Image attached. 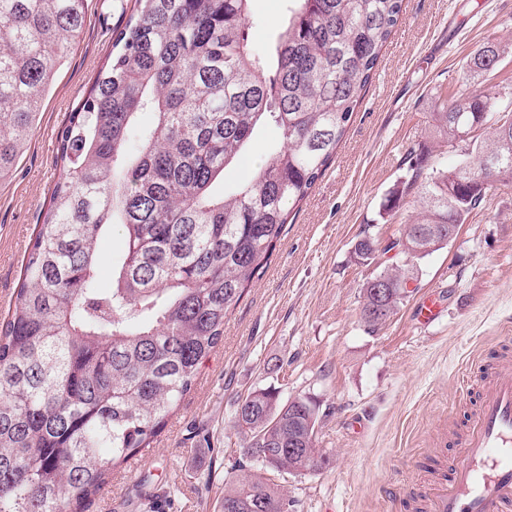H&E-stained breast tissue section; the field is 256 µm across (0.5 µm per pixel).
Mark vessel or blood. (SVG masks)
<instances>
[{
    "mask_svg": "<svg viewBox=\"0 0 512 512\" xmlns=\"http://www.w3.org/2000/svg\"><path fill=\"white\" fill-rule=\"evenodd\" d=\"M429 512H512V357L486 364L458 460L428 498Z\"/></svg>",
    "mask_w": 512,
    "mask_h": 512,
    "instance_id": "1",
    "label": "vessel or blood"
}]
</instances>
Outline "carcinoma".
Listing matches in <instances>:
<instances>
[{
  "mask_svg": "<svg viewBox=\"0 0 512 512\" xmlns=\"http://www.w3.org/2000/svg\"><path fill=\"white\" fill-rule=\"evenodd\" d=\"M252 0H134L88 98L59 138L64 175L31 243L14 308L0 322V512H83L155 438L194 386L198 366L224 339V318L267 264L293 207L336 155L404 0H288L270 51L248 42ZM88 0H0V185L11 181L37 128ZM512 48L488 43L467 60L473 79ZM432 113L448 146L473 123L493 129L473 143L477 178L409 153L403 195L422 211L397 235L367 237L358 253L399 247L371 276L395 291L375 332L405 298L406 259L443 247L431 228H458L495 184H512V92L438 95ZM148 114L150 123L140 124ZM275 145L232 192L257 130ZM137 145L129 149L131 134ZM125 239L112 284H99L98 244ZM290 407L259 389L236 411L245 458L257 469L224 489L228 512H283L269 478L309 472L288 448H316L320 405Z\"/></svg>",
  "mask_w": 512,
  "mask_h": 512,
  "instance_id": "carcinoma-1",
  "label": "carcinoma"
}]
</instances>
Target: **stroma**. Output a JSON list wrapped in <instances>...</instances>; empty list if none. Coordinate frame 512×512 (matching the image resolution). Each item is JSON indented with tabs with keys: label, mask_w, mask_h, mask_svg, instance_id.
Here are the masks:
<instances>
[{
	"label": "stroma",
	"mask_w": 512,
	"mask_h": 512,
	"mask_svg": "<svg viewBox=\"0 0 512 512\" xmlns=\"http://www.w3.org/2000/svg\"><path fill=\"white\" fill-rule=\"evenodd\" d=\"M405 6L334 161L226 316L223 343L201 365L153 457L136 455L135 476L113 473L84 512H222L224 485L245 443L236 406L269 387L285 399L314 397L322 413L316 445L326 465L275 479L292 512H428V482L447 474L464 433L471 367L492 354L512 355V188H491L448 245L417 261L396 314L373 333L360 318V289L390 260L382 254L361 264L354 246L368 233H398L419 213L411 195L393 215L381 208L410 149L422 145L433 160L455 164L447 138L430 133L441 89L495 92L512 77V53L495 75L466 76L475 50L490 41L512 44V0ZM284 8L285 0H253L252 46L275 38ZM124 23L118 0H89L30 147L13 179L0 185L1 317L15 301L26 248L62 175L59 134L87 99ZM276 142L274 129H261L247 158L225 172V188L248 178ZM433 293L439 317L416 324L417 304ZM356 421L362 432L352 430Z\"/></svg>",
	"instance_id": "35a3bbf8"
}]
</instances>
